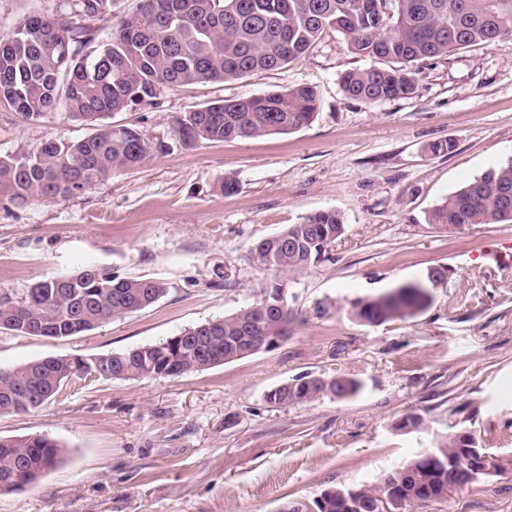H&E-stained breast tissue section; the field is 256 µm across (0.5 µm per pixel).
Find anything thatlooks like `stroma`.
<instances>
[{
  "mask_svg": "<svg viewBox=\"0 0 512 512\" xmlns=\"http://www.w3.org/2000/svg\"><path fill=\"white\" fill-rule=\"evenodd\" d=\"M76 10L75 0H0V41L31 16ZM370 65L330 30L281 69L160 89L154 104L115 119L164 151L88 190L0 202V295L24 300L34 283L86 266L166 287L151 307L87 333L2 332V367L121 351L234 313L265 278L258 240L321 210L346 226L324 261L289 280L298 319L278 347L180 377L79 380L27 413L0 415V436L45 435L64 447L37 485L0 495V512H283L330 488L375 484L461 428L495 470L417 512H512V265L487 256L512 255V223L426 222L441 200L512 159V43L415 62L406 98L345 95L341 74ZM298 85L320 106L296 132L179 143L174 121L184 113ZM89 133L62 107L29 120L0 104L2 156ZM440 140L453 151L432 154ZM438 265L448 279L424 311L378 326L350 317L355 299ZM304 374L351 376L363 389L268 402ZM410 412L422 427L398 429Z\"/></svg>",
  "mask_w": 512,
  "mask_h": 512,
  "instance_id": "obj_1",
  "label": "stroma"
}]
</instances>
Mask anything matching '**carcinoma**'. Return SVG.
<instances>
[{"label":"carcinoma","mask_w":512,"mask_h":512,"mask_svg":"<svg viewBox=\"0 0 512 512\" xmlns=\"http://www.w3.org/2000/svg\"><path fill=\"white\" fill-rule=\"evenodd\" d=\"M88 17L111 12L112 0H79ZM340 33L348 49L377 62L340 77L342 91L369 103L414 93L411 64L447 55L462 46L495 47L512 42V0H138L112 34L101 38L88 27L59 16H32L13 38L0 42V103L27 119H39L63 105L91 134L64 144L48 141L32 153L0 155V199L27 202L64 197L96 185L107 176L144 161L153 149L137 130L109 118L153 104L162 87L238 79L281 68L309 52L327 30ZM320 105L307 86L242 100H219L175 120L180 142H202L286 134L307 126ZM427 223H512V160L491 168L446 197ZM345 233L334 210L307 215L277 234L256 242L254 257L268 278L247 306L208 319L153 344L91 358L46 357L0 368V415L21 414L55 397L66 381L98 377L134 380L178 377L248 357L236 340L254 332L288 338L296 315L290 308L274 316L261 309L276 302L288 277L326 257ZM448 268L404 282L395 292L351 303L355 320L381 325L414 315L431 303V289L444 284ZM163 283L119 278L98 268L40 281L28 298L0 297V331L27 336H75L155 304ZM362 383L339 377L306 383L297 377L267 395L269 403L294 406L330 395L356 396ZM472 433L448 435L397 468L378 484L336 487L322 493L329 505L318 512H371L382 497L397 509L439 501L448 492L490 474L495 464L476 468L465 448ZM59 444L46 436L0 437V494L33 485L58 462Z\"/></svg>","instance_id":"cac0c4a2"}]
</instances>
